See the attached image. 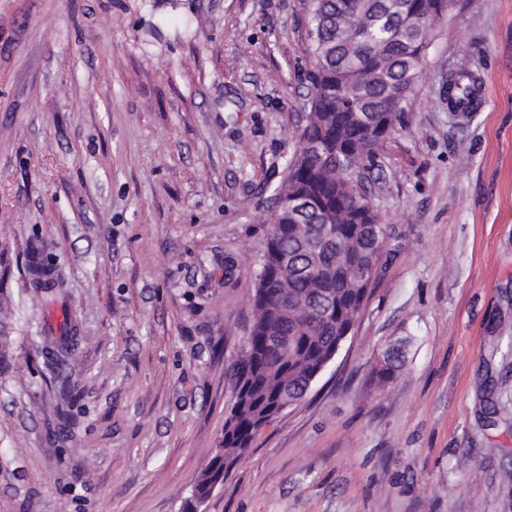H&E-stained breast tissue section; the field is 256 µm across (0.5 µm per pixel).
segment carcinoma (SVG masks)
I'll use <instances>...</instances> for the list:
<instances>
[{"label": "carcinoma", "mask_w": 512, "mask_h": 512, "mask_svg": "<svg viewBox=\"0 0 512 512\" xmlns=\"http://www.w3.org/2000/svg\"><path fill=\"white\" fill-rule=\"evenodd\" d=\"M304 52L311 91L308 124L300 141L321 143L322 154L300 149L287 181L277 191L303 200L309 221L332 224L335 234L318 240L302 236L300 216L269 214L257 286L254 319L236 369V398L224 422L220 447L196 478L191 494L205 501L224 469L242 458L257 434L274 421L282 398H298L309 376L328 356L364 305V275L384 264L368 240L381 223L365 201L360 179L349 176L348 155L375 166L385 139L376 129L396 127L404 103L421 76L443 0H307ZM474 76L464 64L448 78V109L457 112L473 98ZM30 287L46 289L52 269L30 254ZM69 309L59 335L43 351L44 367L65 403L74 397L73 375L81 363L80 341ZM398 353L377 370L387 382L402 369Z\"/></svg>", "instance_id": "cac0c4a2"}]
</instances>
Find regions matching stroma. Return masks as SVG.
<instances>
[{"mask_svg": "<svg viewBox=\"0 0 512 512\" xmlns=\"http://www.w3.org/2000/svg\"><path fill=\"white\" fill-rule=\"evenodd\" d=\"M306 42L305 0H0V512H182L308 121ZM462 62L487 81L464 119ZM378 163L389 259L205 512H512V0H454ZM34 246L79 319L63 429ZM474 76L465 64H461L454 75L448 78V109L450 112H458L472 101L469 110L474 111L483 103V90L479 82L475 84L473 96Z\"/></svg>", "mask_w": 512, "mask_h": 512, "instance_id": "obj_1", "label": "stroma"}]
</instances>
